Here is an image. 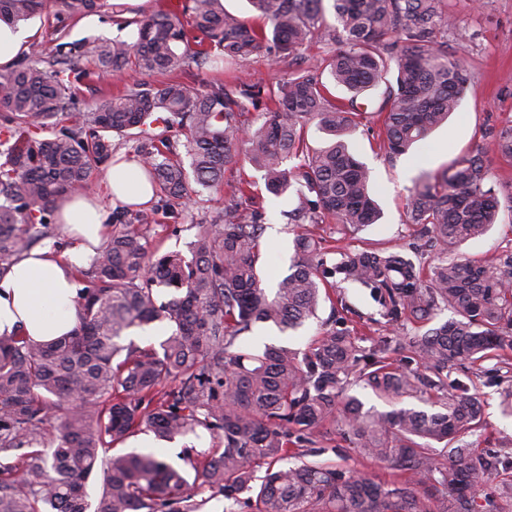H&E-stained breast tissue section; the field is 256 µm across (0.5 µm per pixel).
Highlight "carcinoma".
Segmentation results:
<instances>
[{"mask_svg":"<svg viewBox=\"0 0 512 512\" xmlns=\"http://www.w3.org/2000/svg\"><path fill=\"white\" fill-rule=\"evenodd\" d=\"M249 2L262 24L224 11L222 0H185L176 13L137 23L131 42L86 38L50 52L34 42L0 70V278L55 234L62 201L92 191L94 175L112 164L115 137L140 142L139 163L167 202L188 205L196 184L221 190L249 144L266 191L295 197L296 226L332 216L346 235L378 223L370 171L347 140L363 119L358 99L394 72L377 112L390 157L457 110L472 75L463 57L448 56L447 34L463 33L446 0H330L333 23L324 0ZM107 7L0 0V21L38 15L55 35ZM313 41L331 54L275 90L239 75L205 86L156 79L270 46L288 57ZM111 71L134 80L86 101L92 77ZM325 74L347 100L332 98ZM251 107L262 110L256 127L244 120ZM158 112L167 114L166 131L149 133ZM310 123L326 135L316 148L307 143ZM172 129L184 137L187 167ZM491 136V148L415 179L406 212L417 253L350 249L302 232L271 296L262 288L258 211L231 207L199 225L188 257L150 250L139 225L154 217L117 212L109 238L79 270L87 285L74 330L47 344L0 335V512H200L204 490L250 512H479L475 484L502 474L500 495L512 498V460L481 456L469 441L486 426L470 388L506 368L500 351L512 349V246L481 260L453 253L486 235L503 208L512 211V193L500 197L487 159L490 149L512 157V119ZM345 282L370 289L384 326L400 327V337L366 323L357 338L340 315L302 353L237 344L257 322L298 330L326 299L332 312L349 311L336 295ZM160 287L172 290L168 300H158ZM445 310L453 317L439 319ZM156 322L170 329L158 346L121 343ZM403 351L410 362L397 366L393 355ZM457 368L467 381L450 393L448 371ZM351 386L392 409L364 408L347 394ZM432 398L435 412L407 405ZM199 428L217 447L187 456L194 485L150 453L116 450L143 432L172 441ZM336 430L359 457L399 477L381 483L321 459L320 439ZM95 474L101 491L92 507L86 488Z\"/></svg>","mask_w":512,"mask_h":512,"instance_id":"1","label":"carcinoma"}]
</instances>
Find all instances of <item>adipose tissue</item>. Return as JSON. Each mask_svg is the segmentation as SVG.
I'll return each instance as SVG.
<instances>
[{
    "mask_svg": "<svg viewBox=\"0 0 512 512\" xmlns=\"http://www.w3.org/2000/svg\"><path fill=\"white\" fill-rule=\"evenodd\" d=\"M153 195L139 163L121 162L109 170L103 194L64 200L59 221L68 227L72 245L61 256L48 246L35 248L0 278V334L20 329L33 340L50 341L71 332L76 324L75 270L103 241L107 207L140 206Z\"/></svg>",
    "mask_w": 512,
    "mask_h": 512,
    "instance_id": "adipose-tissue-1",
    "label": "adipose tissue"
}]
</instances>
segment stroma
<instances>
[{"label":"stroma","instance_id":"1","mask_svg":"<svg viewBox=\"0 0 512 512\" xmlns=\"http://www.w3.org/2000/svg\"><path fill=\"white\" fill-rule=\"evenodd\" d=\"M108 9L85 16L72 24L67 41L85 37L112 39L130 38L133 24L159 10L166 0H109ZM449 12L460 28L466 31L464 43L449 41L450 53L463 56L472 74V82L464 93L456 113L447 123L434 130L413 151L394 158H386L377 145L378 126L374 117H366L350 137L354 153L371 171L377 202L383 212L379 224L345 236L342 245L361 247L371 244L381 248L408 249L414 239V228L406 217V198L420 170L437 174L443 172L457 158L470 153L476 146L489 143L492 129L502 121L512 118V0H489L486 8H477L475 0H447ZM329 46L314 43L302 48L293 60L270 52L251 57L238 63V70L247 77L262 80L270 88L286 79L289 71L318 64L329 53ZM252 185V193L263 212L265 226L276 228V237H263L264 286L274 290L279 280L287 275L293 262V226L288 213L295 206L291 195L275 197L264 188L260 172L248 161H241L226 172L221 192L200 190L188 207L171 208L161 200H153L157 208V222L151 225V246L161 252H188L190 243L200 224L209 222L223 212L235 193L238 181ZM330 314L329 305H322L318 320L307 322L297 331L279 332L272 325L256 324L252 332L242 336V343L253 347L266 344L285 346L296 351L305 350L319 332L322 322ZM507 380L492 383L478 380V393L484 404L487 428L476 437L481 452L496 451L512 457V414L502 407ZM153 445L156 455L176 468H185V450L188 447L206 449L212 439L208 432L199 436L176 439L175 443L156 439L153 433L144 432L128 442V449L141 443Z\"/></svg>","mask_w":512,"mask_h":512}]
</instances>
